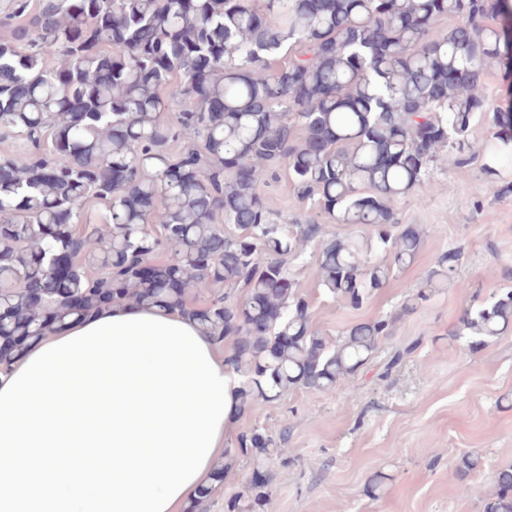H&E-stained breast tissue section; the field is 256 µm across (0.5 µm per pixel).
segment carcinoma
<instances>
[{
  "label": "carcinoma",
  "instance_id": "1",
  "mask_svg": "<svg viewBox=\"0 0 512 512\" xmlns=\"http://www.w3.org/2000/svg\"><path fill=\"white\" fill-rule=\"evenodd\" d=\"M491 12V0H4L0 139L25 158L0 156V362L129 302L185 311L224 345L242 415L347 384L393 322L323 335L288 255L320 242L319 286L359 308L423 243L398 227L395 200L450 154L500 184L512 112L479 93L502 59ZM449 16L460 22L440 28ZM482 119L498 132L476 150ZM281 171L319 213L371 234L328 240L314 219L278 217L260 182ZM460 256L442 255L402 310L448 287ZM192 293L208 302L187 307ZM509 330L506 288L465 310L457 335L479 347ZM286 443L285 429L240 433L186 512L242 458L251 474L224 512H266V460L287 462ZM485 512H512V468Z\"/></svg>",
  "mask_w": 512,
  "mask_h": 512
}]
</instances>
